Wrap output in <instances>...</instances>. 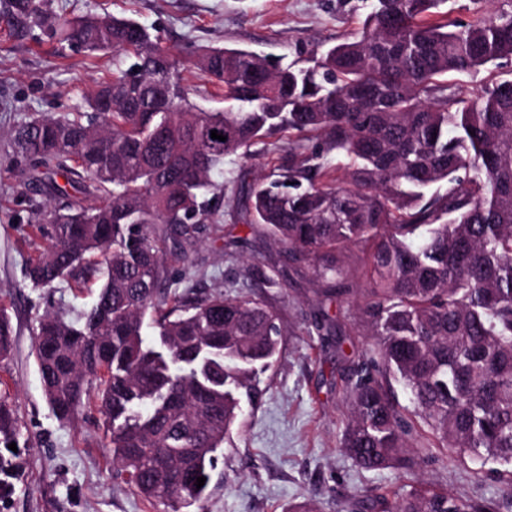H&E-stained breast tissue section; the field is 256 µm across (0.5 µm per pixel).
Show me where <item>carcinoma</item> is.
<instances>
[{"instance_id":"carcinoma-1","label":"carcinoma","mask_w":512,"mask_h":512,"mask_svg":"<svg viewBox=\"0 0 512 512\" xmlns=\"http://www.w3.org/2000/svg\"><path fill=\"white\" fill-rule=\"evenodd\" d=\"M448 2L365 0L359 31L290 64L202 48L196 67L224 87L227 106L200 112L171 51L140 22L0 0L14 39L46 29L61 45L112 53V79L89 93L88 110L28 116L11 149L25 186L65 199L29 213L27 223L50 225L30 282L98 286L76 320L47 311L35 325L45 399L67 422L96 397L112 462L144 497L171 512L206 498L241 396L258 401L257 374L281 354L284 329L264 296L199 291L190 265L186 288L163 287L170 245L220 216L215 175L258 144L278 156L267 174L237 176L243 220L309 263L320 303L350 292L341 250H367L372 288L356 309L372 345L349 361L341 451L365 471L408 472L422 449L449 448L508 467L512 491V78L464 96L445 81L512 57V9L468 24L429 20ZM109 99L112 111H99ZM279 133L290 137L282 152L269 146ZM256 278L279 287L286 272L273 264ZM316 328L342 351L328 311ZM13 336L0 309L1 360ZM19 435L0 396V500L24 469L22 450L8 448ZM364 512L498 505L420 487L393 502L371 494Z\"/></svg>"}]
</instances>
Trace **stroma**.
I'll use <instances>...</instances> for the list:
<instances>
[{"instance_id": "obj_1", "label": "stroma", "mask_w": 512, "mask_h": 512, "mask_svg": "<svg viewBox=\"0 0 512 512\" xmlns=\"http://www.w3.org/2000/svg\"><path fill=\"white\" fill-rule=\"evenodd\" d=\"M52 7L71 16H128L159 31L192 101L204 109L223 107L224 89L200 75L192 48H245L290 62L308 56L317 45L344 41L366 16L362 0H52ZM111 77V55L59 49L40 31L17 41L0 22V306L7 308L16 333L11 357L0 362V394L13 405L27 460L0 512H166L164 504L145 499L116 476L110 439L94 404L85 405L73 421L62 422L44 398L34 357L36 321L48 310L74 316L95 294L70 283L32 286L29 260L49 239L23 218L45 198L23 186V160L7 156L18 121L37 112L80 109L85 93ZM239 211L237 193L225 192L219 222L202 225L185 255L167 260L173 275L191 263L195 288L231 295L246 291L249 265L276 257L288 271L286 287L263 291L282 313V353L275 367L260 376L262 396L244 404L240 422L224 441L203 512H286L308 498L316 500L320 512H356L372 491L394 501L420 480L457 495L495 500L500 512H512L498 464L482 466L450 449L429 448L411 476L394 469L361 470L340 452L348 415L347 371L312 323L311 270L277 257L258 228L240 221ZM364 259L361 247L343 250L351 292L328 307L342 324L348 353L364 351L371 343L353 298L369 286Z\"/></svg>"}]
</instances>
